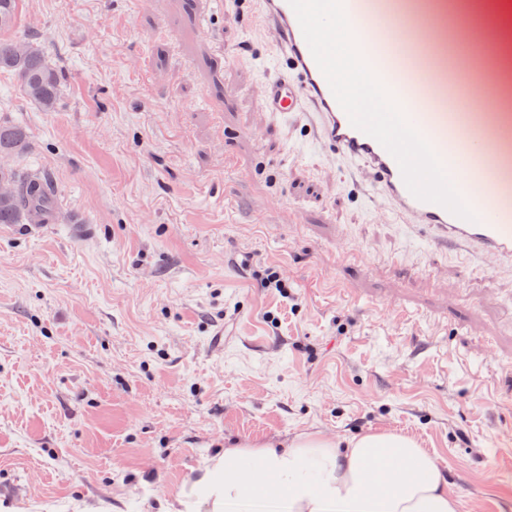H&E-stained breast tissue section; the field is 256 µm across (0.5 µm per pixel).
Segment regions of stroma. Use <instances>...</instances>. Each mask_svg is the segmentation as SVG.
<instances>
[{
	"label": "stroma",
	"mask_w": 512,
	"mask_h": 512,
	"mask_svg": "<svg viewBox=\"0 0 512 512\" xmlns=\"http://www.w3.org/2000/svg\"><path fill=\"white\" fill-rule=\"evenodd\" d=\"M195 13L24 0L64 77L45 112L0 73L28 139L0 168L58 189L50 225L0 224V502L158 512L226 448L396 432L459 512H512V264L430 249L301 117L269 121L252 0Z\"/></svg>",
	"instance_id": "stroma-1"
}]
</instances>
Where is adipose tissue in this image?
Instances as JSON below:
<instances>
[{
	"label": "adipose tissue",
	"mask_w": 512,
	"mask_h": 512,
	"mask_svg": "<svg viewBox=\"0 0 512 512\" xmlns=\"http://www.w3.org/2000/svg\"><path fill=\"white\" fill-rule=\"evenodd\" d=\"M273 501L277 512H458L435 456L397 433L341 443L307 433L285 448L215 454L177 498V512H236Z\"/></svg>",
	"instance_id": "adipose-tissue-1"
}]
</instances>
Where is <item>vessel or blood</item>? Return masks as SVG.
<instances>
[{
	"label": "vessel or blood",
	"mask_w": 512,
	"mask_h": 512,
	"mask_svg": "<svg viewBox=\"0 0 512 512\" xmlns=\"http://www.w3.org/2000/svg\"><path fill=\"white\" fill-rule=\"evenodd\" d=\"M260 21L278 46L280 74L264 85L262 106L276 117L308 114L311 141L338 150L373 177V191L410 217L434 248L492 255L512 262V114L482 113L461 121L448 98V73L425 63L411 47L395 50L388 34L393 0H344L352 29L371 66L431 142L447 173L467 196L478 219L470 222L421 201L407 189L396 160L372 137L354 128L316 64L288 0H258ZM411 17L418 35L434 43L438 18L424 8Z\"/></svg>",
	"instance_id": "obj_1"
}]
</instances>
